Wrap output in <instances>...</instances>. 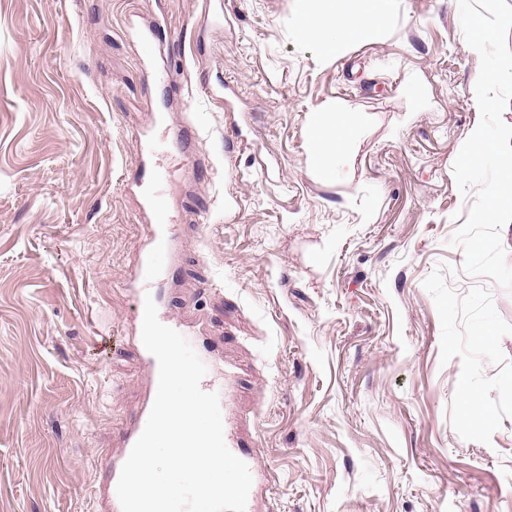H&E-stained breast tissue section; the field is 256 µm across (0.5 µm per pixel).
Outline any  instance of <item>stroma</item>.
<instances>
[{
    "label": "stroma",
    "mask_w": 512,
    "mask_h": 512,
    "mask_svg": "<svg viewBox=\"0 0 512 512\" xmlns=\"http://www.w3.org/2000/svg\"><path fill=\"white\" fill-rule=\"evenodd\" d=\"M296 8L0 0V512H94L140 405L143 130L178 227L163 291L224 364L254 512H512V291L451 242L480 122L458 2L392 0L329 60ZM335 106L359 132L327 182L307 122Z\"/></svg>",
    "instance_id": "1"
}]
</instances>
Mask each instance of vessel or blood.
<instances>
[{"instance_id": "1", "label": "vessel or blood", "mask_w": 512, "mask_h": 512, "mask_svg": "<svg viewBox=\"0 0 512 512\" xmlns=\"http://www.w3.org/2000/svg\"><path fill=\"white\" fill-rule=\"evenodd\" d=\"M139 166L142 182L148 188L145 208L151 217V224L144 242L137 247L139 262L135 271V286L132 293L135 301L133 317L138 324L143 321L146 298H153L158 305L163 302L162 287L173 269V254L177 241V227L171 224L167 214V200L159 186V174L153 162L152 149L147 148L142 151ZM140 357L147 382V394L130 423L121 432L120 451L98 460V466L104 478L93 493L96 512H122L116 491L120 472L146 426L157 393L158 361L145 350L141 351ZM199 357L207 367V373L200 383L202 390L224 394L223 382L216 379L212 373L216 364L215 355L211 350L203 349L200 350Z\"/></svg>"}]
</instances>
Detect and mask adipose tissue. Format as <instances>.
<instances>
[{
  "label": "adipose tissue",
  "instance_id": "adipose-tissue-1",
  "mask_svg": "<svg viewBox=\"0 0 512 512\" xmlns=\"http://www.w3.org/2000/svg\"><path fill=\"white\" fill-rule=\"evenodd\" d=\"M299 4L294 20L297 35L316 41L323 55L333 57L353 40L377 36L390 0H299ZM356 136L357 127L348 113L316 112L310 116L309 163L324 180H333L334 173L322 166L323 157L345 154Z\"/></svg>",
  "mask_w": 512,
  "mask_h": 512
}]
</instances>
